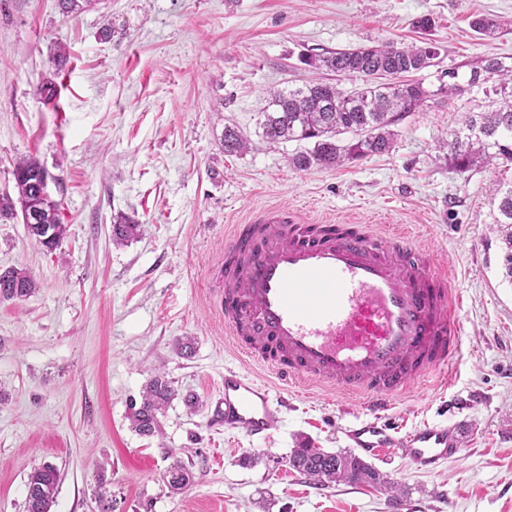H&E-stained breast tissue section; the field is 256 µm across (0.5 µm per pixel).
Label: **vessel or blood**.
I'll return each mask as SVG.
<instances>
[{
  "label": "vessel or blood",
  "mask_w": 512,
  "mask_h": 512,
  "mask_svg": "<svg viewBox=\"0 0 512 512\" xmlns=\"http://www.w3.org/2000/svg\"><path fill=\"white\" fill-rule=\"evenodd\" d=\"M222 282L216 308L239 353L275 377L225 368V432L271 437L285 390L318 382L358 399L364 418L344 434L360 456L393 452L431 474L459 453L454 426L424 420L403 433L389 416L412 384H448L463 340L462 299L409 230L378 236L268 208L236 225Z\"/></svg>",
  "instance_id": "vessel-or-blood-1"
}]
</instances>
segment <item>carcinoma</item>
<instances>
[{
  "mask_svg": "<svg viewBox=\"0 0 512 512\" xmlns=\"http://www.w3.org/2000/svg\"><path fill=\"white\" fill-rule=\"evenodd\" d=\"M475 32L493 39L501 23L492 15L477 16L472 21ZM438 47L422 41L418 44L357 46L329 55H308L303 63L319 71L361 76L368 80L364 87L346 92L338 86L320 80L295 89L271 90L261 111V140L268 146L290 141H308L313 146L296 152L292 165L300 171L312 168H334L346 161L389 151L394 142L390 126L395 117L420 107L431 92L422 83L409 79L434 65ZM448 83H442L437 93L450 97L468 88L492 83L489 91L496 99L491 109L467 112L460 128L450 141L448 162L459 172H466L478 160H512V62L503 57L487 56L471 69L465 84L459 73L450 68ZM350 133L355 142L343 145L338 136ZM254 149L253 142L239 127H224V152L244 154ZM17 203L21 212L38 214L40 222L27 227L28 235L44 250L51 252L66 235L59 203L42 191L45 170L31 158H22L14 166ZM495 231L502 244L505 277L512 282V186L498 189ZM139 225L120 221L112 225V242L122 245L136 237ZM37 283L25 269L9 268L0 272V301H11L34 293ZM176 396L171 382L162 374L153 377L143 392L140 403L131 404L128 419L132 429L143 436H152L159 427L158 414ZM289 467L322 485L347 482L382 486L387 480L361 458L351 453L329 452L308 443L292 450ZM174 490L187 487L193 480L192 470L177 459L167 474ZM59 484V471L51 463L33 469L26 483V512H50Z\"/></svg>",
  "mask_w": 512,
  "mask_h": 512,
  "instance_id": "carcinoma-1",
  "label": "carcinoma"
}]
</instances>
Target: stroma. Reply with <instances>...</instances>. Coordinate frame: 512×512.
Returning <instances> with one entry per match:
<instances>
[{
  "instance_id": "stroma-1",
  "label": "stroma",
  "mask_w": 512,
  "mask_h": 512,
  "mask_svg": "<svg viewBox=\"0 0 512 512\" xmlns=\"http://www.w3.org/2000/svg\"><path fill=\"white\" fill-rule=\"evenodd\" d=\"M481 14L504 22L498 38L471 29ZM423 16L440 55L417 73L430 95L397 118L389 153L306 172L289 162L300 142L225 153V126L256 138L269 89L315 78L300 55L413 42ZM491 55L512 57V0H101L72 15L58 0H0V199L17 196L15 162L36 158L67 229L49 253L20 212L0 213V272L38 282L0 302V512H26L27 478L46 462L60 472L51 512H512V282L492 229L512 163L461 173L439 146L488 105L478 87L438 94L440 79ZM271 205L372 232L408 226L447 269L464 299L452 383L415 386L394 413L405 432L454 424L455 460L420 475L390 455L371 462L389 489L317 490L291 451H348L343 429L363 414L316 386L295 389L271 441L225 436L215 416L239 354L213 306L224 231ZM120 218L142 233L116 246ZM159 369L176 396L143 437L129 405ZM178 458L195 478L174 493Z\"/></svg>"
}]
</instances>
